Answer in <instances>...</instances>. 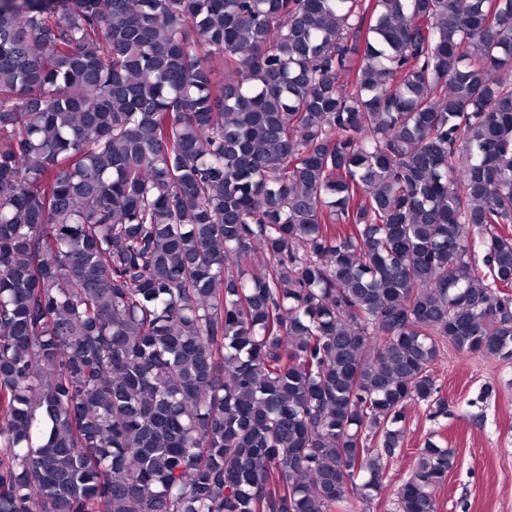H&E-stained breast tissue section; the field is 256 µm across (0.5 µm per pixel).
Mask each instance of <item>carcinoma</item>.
Instances as JSON below:
<instances>
[{
    "label": "carcinoma",
    "instance_id": "1",
    "mask_svg": "<svg viewBox=\"0 0 512 512\" xmlns=\"http://www.w3.org/2000/svg\"><path fill=\"white\" fill-rule=\"evenodd\" d=\"M511 224L512 0H0V512H351Z\"/></svg>",
    "mask_w": 512,
    "mask_h": 512
}]
</instances>
